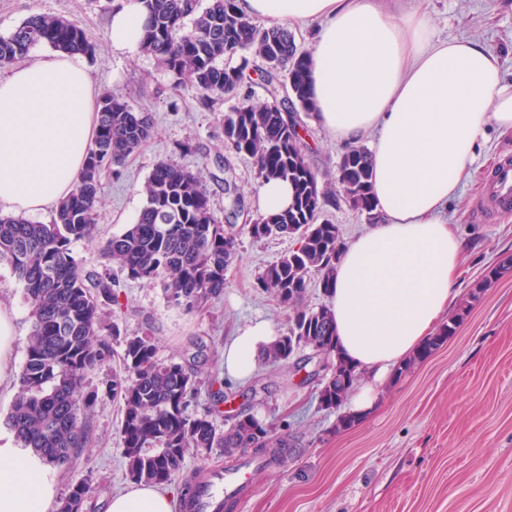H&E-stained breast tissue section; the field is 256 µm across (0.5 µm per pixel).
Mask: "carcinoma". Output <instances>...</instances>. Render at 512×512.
<instances>
[{
  "label": "carcinoma",
  "mask_w": 512,
  "mask_h": 512,
  "mask_svg": "<svg viewBox=\"0 0 512 512\" xmlns=\"http://www.w3.org/2000/svg\"><path fill=\"white\" fill-rule=\"evenodd\" d=\"M145 22L140 48L158 57L174 82L189 86L208 104L238 91L250 62L264 83V101L232 107L222 115L224 145L253 159L260 179L288 182L294 197L288 208L259 215L248 232L256 239L289 237L298 247L267 266L257 285L290 311L288 334L262 352L270 363L292 360L311 349L332 359V373L319 391L320 405L339 407L358 376L338 350L332 311L303 305L311 279L330 291L336 261L344 248L338 225L319 221L323 208L342 200L370 221L378 218L373 193L371 152L363 144L346 148L336 167V190L321 183L308 160L299 113L312 116L308 55L298 51L284 26L261 29L243 16L237 0H142ZM69 55L92 57L95 46L86 33L58 16L33 15L0 37V66L13 63L37 46ZM98 128L73 192L55 207L48 224L23 217H0V264L8 265L23 285L32 330L18 391L6 417L19 447L48 464L68 470L87 443L88 413L98 392L81 394L89 371L112 360L105 331L121 335L107 321L119 304V284L108 272L86 268L71 249L95 237L96 207L102 174L123 164L151 136L152 120L122 98L101 94ZM145 204L136 221L107 239L104 258L132 280L162 279L168 302L188 312L224 294V273L235 259V233L224 228L210 207L199 173L170 161L157 163L144 186ZM512 267L505 258L489 277L475 283L459 311L416 352L422 359L456 332L489 278ZM151 336H128L122 367L112 372L105 392L124 406L122 453L129 477L139 483L167 485L181 470L187 454L215 448L232 455L251 449L267 456L270 444L288 447V439L269 436L253 415L239 413L220 430L213 416L222 414L224 381H209L211 409L189 413L198 392L195 358L161 362ZM91 483L75 484L56 512H87Z\"/></svg>",
  "instance_id": "1"
}]
</instances>
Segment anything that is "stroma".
<instances>
[{
  "mask_svg": "<svg viewBox=\"0 0 512 512\" xmlns=\"http://www.w3.org/2000/svg\"><path fill=\"white\" fill-rule=\"evenodd\" d=\"M439 38L469 39L492 48L512 79V0H425ZM112 0H0V35H9L35 14L66 18L95 46L86 65L102 90L121 96L136 111L150 112L154 134L125 164L102 177L97 224L100 241L134 223L145 203L144 184L155 166L171 160L200 171L215 216L227 205L224 176L232 174L244 197L233 228L237 254L225 272L223 295L203 309L186 312L169 303L161 281L121 280L113 312L120 335L111 337L114 361L86 374L85 390L98 391L92 432L73 468L57 472V495L91 479V512H106L112 495L132 484L122 454L121 404L105 394L118 368L127 336L158 341L167 362L201 353L202 380L223 374L224 348L238 327L269 321L276 335L288 332V311L257 286L258 273L295 248V240L253 239L247 226L261 213L259 178L252 159L224 146L219 119L229 107L264 100L258 77L241 92L206 106L153 55L111 46L107 22ZM312 167L335 177L341 150L316 119L305 121ZM512 160V133L491 134L479 149L473 175L448 205V220L466 243L460 283L468 294L488 267L512 257V216L499 217L496 202L480 191L495 165ZM0 299L16 313L12 366L21 370L31 321L22 288L0 266ZM232 391L218 428L240 412L253 414L290 446L280 460L255 471L244 503L225 512H512V269L485 290L455 336L407 372H391L377 386L370 410L351 427L338 425L348 405H319V381L292 363L258 360L251 376L225 377ZM243 453L188 454L166 491L179 498L188 476L239 465Z\"/></svg>",
  "mask_w": 512,
  "mask_h": 512,
  "instance_id": "obj_1",
  "label": "stroma"
}]
</instances>
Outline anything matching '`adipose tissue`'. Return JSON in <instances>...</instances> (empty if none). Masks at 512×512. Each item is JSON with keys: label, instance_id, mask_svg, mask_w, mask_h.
I'll use <instances>...</instances> for the list:
<instances>
[{"label": "adipose tissue", "instance_id": "1", "mask_svg": "<svg viewBox=\"0 0 512 512\" xmlns=\"http://www.w3.org/2000/svg\"><path fill=\"white\" fill-rule=\"evenodd\" d=\"M273 25L318 22L309 89L337 146L371 141L380 217L344 248L330 305L338 347L370 375L352 399L373 404L383 381L431 336L457 298L464 243L448 203L470 176L489 130L512 132V81L470 40L435 38L421 0H237ZM141 0H117L109 39L139 49ZM101 89L78 56L43 52L0 67V212L35 215L74 189L97 129ZM274 331L261 321L224 349L232 376L251 375ZM56 478L42 459L0 444V512H47ZM172 498L138 483L107 512H172Z\"/></svg>", "mask_w": 512, "mask_h": 512}]
</instances>
